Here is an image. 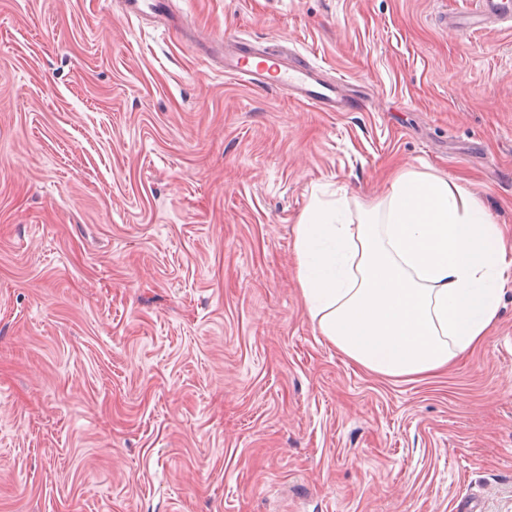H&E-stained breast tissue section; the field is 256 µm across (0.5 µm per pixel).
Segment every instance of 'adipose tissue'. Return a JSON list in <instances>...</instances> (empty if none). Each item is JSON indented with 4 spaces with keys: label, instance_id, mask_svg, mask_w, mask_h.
Returning <instances> with one entry per match:
<instances>
[{
    "label": "adipose tissue",
    "instance_id": "obj_1",
    "mask_svg": "<svg viewBox=\"0 0 512 512\" xmlns=\"http://www.w3.org/2000/svg\"><path fill=\"white\" fill-rule=\"evenodd\" d=\"M310 203L296 226L297 279L322 335L367 372L414 381L477 350L498 318L503 234L455 181L392 176L359 223Z\"/></svg>",
    "mask_w": 512,
    "mask_h": 512
}]
</instances>
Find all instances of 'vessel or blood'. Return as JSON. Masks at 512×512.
<instances>
[{
	"label": "vessel or blood",
	"instance_id": "1",
	"mask_svg": "<svg viewBox=\"0 0 512 512\" xmlns=\"http://www.w3.org/2000/svg\"><path fill=\"white\" fill-rule=\"evenodd\" d=\"M125 13L131 17L165 13V0H123ZM512 23V0H473L459 27L474 31L488 27L491 20ZM206 54H220L227 76L253 87L279 88L292 92L304 104L323 112H343L347 104L339 95L336 82L320 78L318 68L304 59L289 60L275 48L257 49L235 38L201 40Z\"/></svg>",
	"mask_w": 512,
	"mask_h": 512
}]
</instances>
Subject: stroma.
<instances>
[{
	"mask_svg": "<svg viewBox=\"0 0 512 512\" xmlns=\"http://www.w3.org/2000/svg\"><path fill=\"white\" fill-rule=\"evenodd\" d=\"M349 81L321 112L117 0H0V512H512V277L429 381L307 315L296 224L397 166L512 246V29L465 0H173Z\"/></svg>",
	"mask_w": 512,
	"mask_h": 512,
	"instance_id": "stroma-1",
	"label": "stroma"
}]
</instances>
